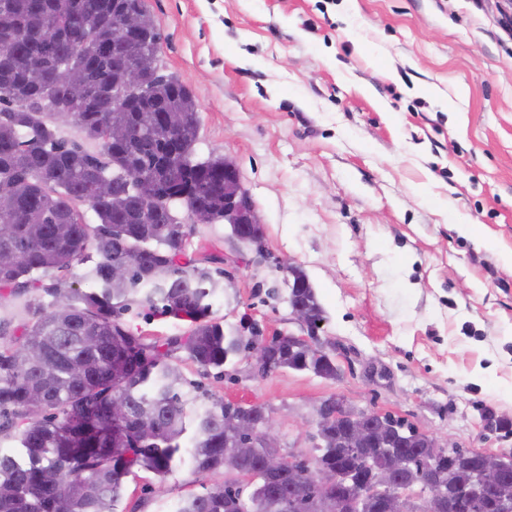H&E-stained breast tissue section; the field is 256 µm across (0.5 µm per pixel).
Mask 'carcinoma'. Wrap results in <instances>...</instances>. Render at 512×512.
I'll list each match as a JSON object with an SVG mask.
<instances>
[{
    "label": "carcinoma",
    "instance_id": "1",
    "mask_svg": "<svg viewBox=\"0 0 512 512\" xmlns=\"http://www.w3.org/2000/svg\"><path fill=\"white\" fill-rule=\"evenodd\" d=\"M130 12L141 27L123 36L116 22ZM160 40L146 0H0V197L12 202L0 212V290L13 301V311L0 316V437L17 442L0 449V512H117L133 469L164 476L187 454L196 472H216L233 449L224 435V400L194 408L196 386L171 364L183 353L205 369H221L246 347L212 311L224 280L185 259L173 211L224 220V159H195L196 103L186 85L159 73ZM133 65L145 87L118 111L101 109ZM75 68L85 78L82 101L68 94ZM59 117L99 142L100 151L57 137L52 123ZM117 123L131 128L129 141L112 142ZM90 248L97 260L81 278L92 288L63 287L64 274ZM117 265L125 266L120 278L112 276ZM292 273L300 287L288 300L306 307L315 327L324 319L316 291L300 268ZM146 308L191 328L147 343L121 321ZM269 343L278 369L339 375L316 336H274ZM115 404L122 407L116 415ZM351 424L346 415L326 427L313 467L339 474L333 493L358 512H383L382 494L363 500L360 490L394 454L410 462L395 481L422 492L433 476L446 504L463 497L483 464L478 450L428 455L413 439L338 447ZM264 453L239 461L251 477L248 495L215 484L183 499L180 512H270L280 499L306 512L320 494L310 485L292 490L306 466L272 477ZM504 472L505 482L479 499L476 512H512V458Z\"/></svg>",
    "mask_w": 512,
    "mask_h": 512
}]
</instances>
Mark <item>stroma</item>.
<instances>
[{
    "instance_id": "1",
    "label": "stroma",
    "mask_w": 512,
    "mask_h": 512,
    "mask_svg": "<svg viewBox=\"0 0 512 512\" xmlns=\"http://www.w3.org/2000/svg\"><path fill=\"white\" fill-rule=\"evenodd\" d=\"M502 0H147L159 65L192 92L195 156L233 162L269 256L224 223L194 258L234 281L213 310L244 337L303 335L277 261L307 275L341 375L178 356L199 404H258L282 452L312 461L333 395L425 426L440 442L512 452V37ZM473 227L461 231L454 216ZM147 341L188 323L127 313ZM178 463L127 477L122 512H169L224 482Z\"/></svg>"
}]
</instances>
